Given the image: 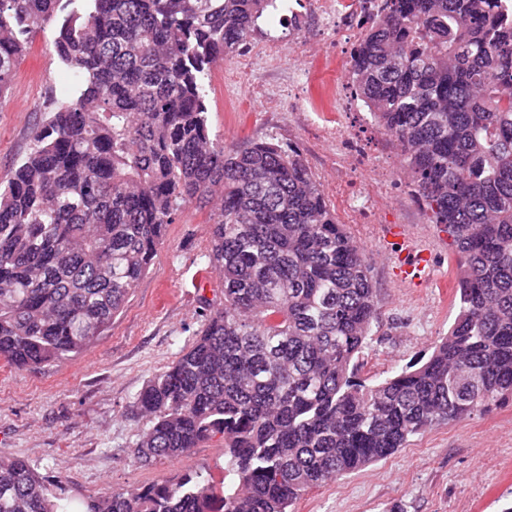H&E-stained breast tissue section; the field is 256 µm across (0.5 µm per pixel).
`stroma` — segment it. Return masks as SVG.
<instances>
[{
	"label": "stroma",
	"mask_w": 512,
	"mask_h": 512,
	"mask_svg": "<svg viewBox=\"0 0 512 512\" xmlns=\"http://www.w3.org/2000/svg\"><path fill=\"white\" fill-rule=\"evenodd\" d=\"M233 65V59H216L207 84L212 131L227 144L272 138L298 147L310 129L323 125L321 113L308 112L292 132L288 111L269 112L258 101L239 106L236 89L224 84ZM75 83L57 59L51 33H37L0 99V182L27 155L49 105L68 101ZM415 216L411 208L394 211L389 224L402 225L406 237L436 257L431 281L419 287L399 283L393 273L388 224L347 227L377 289L378 316L359 372L370 382L429 352L457 315L452 239L437 225L415 223ZM208 238L203 215L192 207L182 211L111 328L78 358L35 370L0 361V453L59 476L65 507L104 487L151 484L187 472L223 481L224 449L216 441L150 466L129 455L137 425L127 417L128 406L199 327L203 299L220 298L205 283ZM509 505L512 399L412 437L387 459L308 491L294 512H502Z\"/></svg>",
	"instance_id": "stroma-1"
}]
</instances>
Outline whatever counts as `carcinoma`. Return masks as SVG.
<instances>
[{
  "instance_id": "carcinoma-1",
  "label": "carcinoma",
  "mask_w": 512,
  "mask_h": 512,
  "mask_svg": "<svg viewBox=\"0 0 512 512\" xmlns=\"http://www.w3.org/2000/svg\"><path fill=\"white\" fill-rule=\"evenodd\" d=\"M279 0H0V97L53 26L78 77L0 187V359L72 358L112 326L168 226L209 209L223 301L137 395L133 455L219 439L200 473L89 494L80 512H292L309 490L434 426L512 397V14L499 0H385L354 48V94L397 143L417 199L455 244L457 315L430 354L358 376L377 318L362 249L300 150L226 147L209 65ZM63 486L0 454V512H61Z\"/></svg>"
}]
</instances>
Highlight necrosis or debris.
Wrapping results in <instances>:
<instances>
[{"label": "necrosis or debris", "instance_id": "necrosis-or-debris-1", "mask_svg": "<svg viewBox=\"0 0 512 512\" xmlns=\"http://www.w3.org/2000/svg\"><path fill=\"white\" fill-rule=\"evenodd\" d=\"M309 10L294 12L289 17L287 35L250 47L234 69L225 72V82L250 89L249 76L256 62L269 68L281 65L286 50H302L312 60L315 69L335 66L336 81L321 86L314 108L319 112L342 113L357 109V99L351 90L349 71L344 62L348 44L360 39L369 19L380 13L384 0H308ZM314 150L326 143L336 145V161L332 172L340 183L355 181L362 171L370 178L359 190L357 198H345L340 206L351 223L382 224L387 217L386 197L399 182L398 172L387 160L370 161L361 145L343 123L326 125L310 139Z\"/></svg>", "mask_w": 512, "mask_h": 512}]
</instances>
